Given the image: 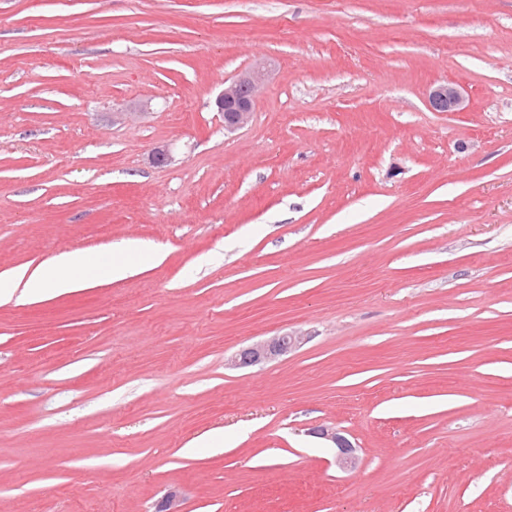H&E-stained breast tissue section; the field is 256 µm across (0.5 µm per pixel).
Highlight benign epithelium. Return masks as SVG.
<instances>
[{"label":"benign epithelium","instance_id":"1","mask_svg":"<svg viewBox=\"0 0 512 512\" xmlns=\"http://www.w3.org/2000/svg\"><path fill=\"white\" fill-rule=\"evenodd\" d=\"M268 77L267 63L259 62L243 71L216 96V111L224 117V130L235 131L251 120L255 98ZM428 102L436 112H461L466 99L459 86L451 82H439L428 91ZM306 338L293 333H283L246 346L230 358L235 367L261 366L273 362L298 349ZM314 437L323 439L336 448L335 463L342 470L356 466L358 457L355 446L333 425H321L312 429Z\"/></svg>","mask_w":512,"mask_h":512}]
</instances>
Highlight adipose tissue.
I'll list each match as a JSON object with an SVG mask.
<instances>
[{
  "label": "adipose tissue",
  "instance_id": "adipose-tissue-1",
  "mask_svg": "<svg viewBox=\"0 0 512 512\" xmlns=\"http://www.w3.org/2000/svg\"><path fill=\"white\" fill-rule=\"evenodd\" d=\"M141 255L139 246L124 244L96 263L83 253L70 252L31 271L22 269L7 277L1 275L0 304L14 299L39 300L83 288L99 280L124 279L135 258Z\"/></svg>",
  "mask_w": 512,
  "mask_h": 512
}]
</instances>
